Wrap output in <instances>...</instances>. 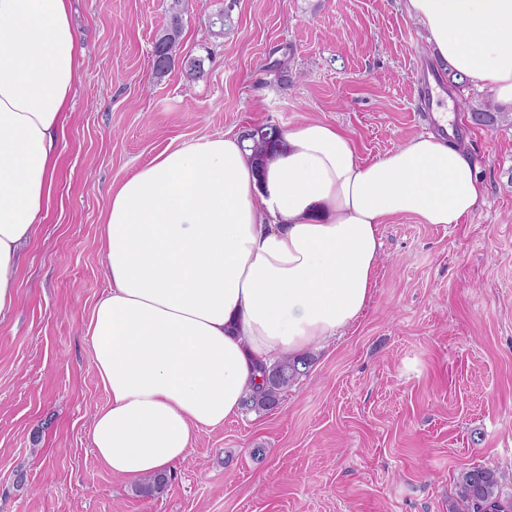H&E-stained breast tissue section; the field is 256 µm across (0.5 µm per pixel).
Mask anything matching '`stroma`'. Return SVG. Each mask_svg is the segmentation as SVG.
<instances>
[{"label": "stroma", "mask_w": 512, "mask_h": 512, "mask_svg": "<svg viewBox=\"0 0 512 512\" xmlns=\"http://www.w3.org/2000/svg\"><path fill=\"white\" fill-rule=\"evenodd\" d=\"M222 7L217 38L204 17ZM72 21L74 104L0 317V512H448L475 466L508 474L512 496V121L472 120L495 97L469 86L451 100L486 187L475 212L384 224L366 312L276 409L199 430L162 493L100 465L88 432L108 396L86 326L109 289V189L167 147L306 119L383 157L430 130L417 76L438 67L401 0H188L179 53L211 51L200 80L153 73L168 0H72Z\"/></svg>", "instance_id": "stroma-1"}]
</instances>
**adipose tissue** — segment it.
<instances>
[{
    "label": "adipose tissue",
    "mask_w": 512,
    "mask_h": 512,
    "mask_svg": "<svg viewBox=\"0 0 512 512\" xmlns=\"http://www.w3.org/2000/svg\"><path fill=\"white\" fill-rule=\"evenodd\" d=\"M403 7L440 68L512 111V0ZM80 68L71 0H0V316L18 303ZM281 136L261 172L227 132L166 149L110 189V289L87 332L108 394L89 445L112 474L170 470L196 431L240 413L261 366L341 339L372 299L383 224H459L485 194L461 144L438 133L375 161L333 123L307 119Z\"/></svg>",
    "instance_id": "adipose-tissue-1"
}]
</instances>
